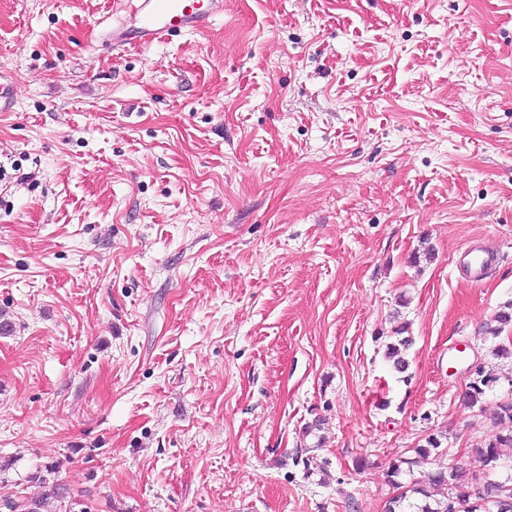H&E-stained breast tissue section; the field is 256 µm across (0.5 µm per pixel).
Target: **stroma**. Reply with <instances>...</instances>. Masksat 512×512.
<instances>
[{
	"label": "stroma",
	"mask_w": 512,
	"mask_h": 512,
	"mask_svg": "<svg viewBox=\"0 0 512 512\" xmlns=\"http://www.w3.org/2000/svg\"><path fill=\"white\" fill-rule=\"evenodd\" d=\"M121 10L0 0V504L53 468L87 512H385L428 436L415 474L474 467L512 399V0H224L115 51ZM463 268L469 276L480 277L497 263V253L487 247H470L462 255ZM395 337V342H390L386 345L385 356L389 361H392L393 368L403 373L408 368V362L403 356V351H406L408 347L412 344V339L410 336H393ZM485 372L480 367L476 376L477 381L469 382L463 395V402L468 407H474L480 403L486 394V391L492 387L490 386V378L484 374Z\"/></svg>",
	"instance_id": "obj_1"
}]
</instances>
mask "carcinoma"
<instances>
[{"instance_id":"1","label":"carcinoma","mask_w":512,"mask_h":512,"mask_svg":"<svg viewBox=\"0 0 512 512\" xmlns=\"http://www.w3.org/2000/svg\"><path fill=\"white\" fill-rule=\"evenodd\" d=\"M398 337L386 345L385 356L392 361L393 368L403 373L408 362L403 351L412 344L405 335V328L396 331ZM490 388V378L480 370L477 381L466 387L463 402L469 407L480 403ZM498 431L492 434L483 447L475 449V460L487 469L482 479H477L471 470L455 468L453 473L438 470L413 479L407 483L400 481L404 469H413L417 460H428L438 454L442 442L440 438L429 436L425 445L415 449L417 458L395 462L389 473L390 482L398 493L390 499L386 512H500V499H512V464L502 462L501 449L512 447V400L499 405L497 412ZM499 469L509 471L503 478L494 476ZM47 497L36 494L22 503H11V512H45Z\"/></svg>"}]
</instances>
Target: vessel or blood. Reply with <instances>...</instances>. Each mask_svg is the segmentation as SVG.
<instances>
[{
	"mask_svg": "<svg viewBox=\"0 0 512 512\" xmlns=\"http://www.w3.org/2000/svg\"><path fill=\"white\" fill-rule=\"evenodd\" d=\"M224 0H125L122 16L104 34L115 50L149 48L184 32L205 33ZM497 263L494 250L469 248L463 254L467 274L479 277Z\"/></svg>",
	"mask_w": 512,
	"mask_h": 512,
	"instance_id": "obj_1",
	"label": "vessel or blood"
}]
</instances>
